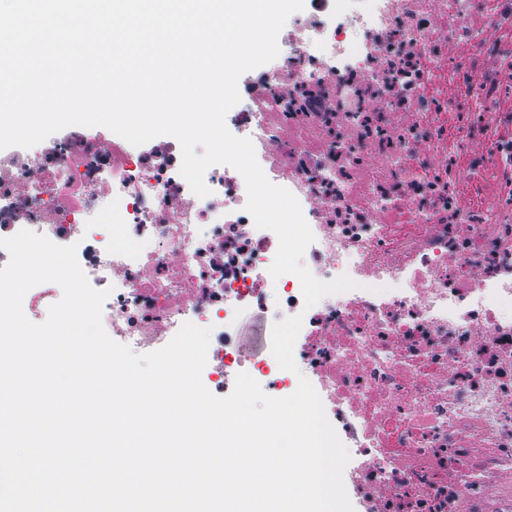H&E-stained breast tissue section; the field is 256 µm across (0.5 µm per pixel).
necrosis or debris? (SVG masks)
<instances>
[{"mask_svg":"<svg viewBox=\"0 0 512 512\" xmlns=\"http://www.w3.org/2000/svg\"><path fill=\"white\" fill-rule=\"evenodd\" d=\"M225 124L298 200L315 278H272L279 240L242 175L180 173L177 139L67 127L0 150V238L76 245L102 324L134 352L211 330L210 387L314 386L363 512H512V0H304ZM302 315L297 372L270 353ZM262 320L264 356L241 341Z\"/></svg>","mask_w":512,"mask_h":512,"instance_id":"1","label":"necrosis or debris"}]
</instances>
